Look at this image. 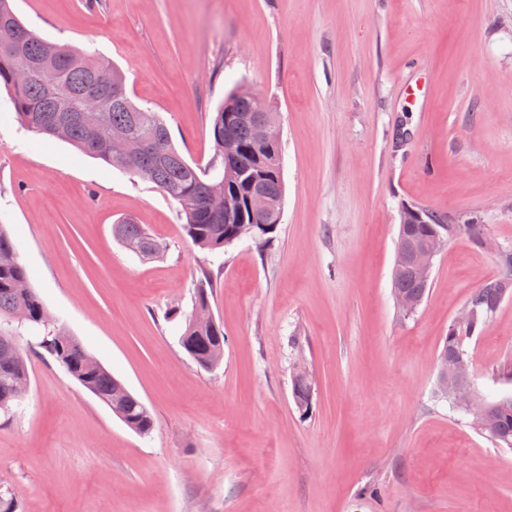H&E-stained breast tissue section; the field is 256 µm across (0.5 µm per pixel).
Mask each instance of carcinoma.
<instances>
[{"label":"carcinoma","mask_w":512,"mask_h":512,"mask_svg":"<svg viewBox=\"0 0 512 512\" xmlns=\"http://www.w3.org/2000/svg\"><path fill=\"white\" fill-rule=\"evenodd\" d=\"M14 29L18 52H0V87L11 96L13 109L20 122L30 131L66 141L80 152L104 161L153 183L168 199L178 205L184 230L192 243L203 251L216 252L230 245L229 238L238 233L267 243L274 238L279 215L284 206L285 185L281 166V141L266 145L257 141L254 123L258 118L278 127V112L271 100H257L230 90L212 121L214 155L206 167L191 165L173 144L168 128L159 113L135 104L128 96L117 107L107 105V112H57L48 78L62 87L87 90L92 75L101 73L113 83L125 86L122 72L109 62L78 52L66 44L39 37L28 29L15 13L11 0H0V26ZM129 132L136 139L156 140L158 152L143 153L133 158L107 150L95 149L96 142L112 133ZM237 139L240 150L235 158L224 161V136ZM265 186L272 210L261 212L248 206L251 178ZM421 213L400 214L403 232L399 234L396 251L428 241L433 233L445 229L453 237L457 225L448 223V216L430 209L414 207ZM114 237L128 251L143 259L157 257L163 245L141 225L122 220L112 225ZM512 283V264L504 273L486 281L469 297L471 315L462 327L448 328L439 358L448 362L470 357L463 341L481 332L504 300L497 281ZM429 282L412 270H393L392 294L423 300ZM209 273L199 280L193 310L209 316L206 322L191 324L179 336L181 348L202 368L211 369L215 353L224 350V329L211 317ZM24 310L27 318L18 321L14 312ZM27 329L40 337L39 345L78 384L92 393L130 429L148 436L155 428L150 409L125 385L115 378L80 341L71 335L45 308L38 294L30 287L28 273L20 262L14 241L0 224V336L13 339ZM30 377L24 355L16 352L6 356L0 352V412L12 411L16 399L14 386ZM314 382L304 367H295L292 376V397L296 408H311ZM478 432L488 436L502 448L512 449V396L484 402V410L472 420Z\"/></svg>","instance_id":"1"}]
</instances>
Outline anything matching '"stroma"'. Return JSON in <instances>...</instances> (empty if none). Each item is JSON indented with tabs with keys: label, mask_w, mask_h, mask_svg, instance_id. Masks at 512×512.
Listing matches in <instances>:
<instances>
[{
	"label": "stroma",
	"mask_w": 512,
	"mask_h": 512,
	"mask_svg": "<svg viewBox=\"0 0 512 512\" xmlns=\"http://www.w3.org/2000/svg\"><path fill=\"white\" fill-rule=\"evenodd\" d=\"M42 38L95 52L190 164L238 83L280 112L273 242L215 253L154 184L27 131L0 88V223L30 285L156 419L140 436L26 338L31 384L0 414V488L22 512H512V449L439 398L438 356L512 249V0H13ZM478 217L401 317L402 204ZM123 219L164 246L137 257ZM213 274L220 366L176 340ZM478 395L512 363V298L465 340ZM315 381L300 413L292 374Z\"/></svg>",
	"instance_id": "obj_1"
}]
</instances>
